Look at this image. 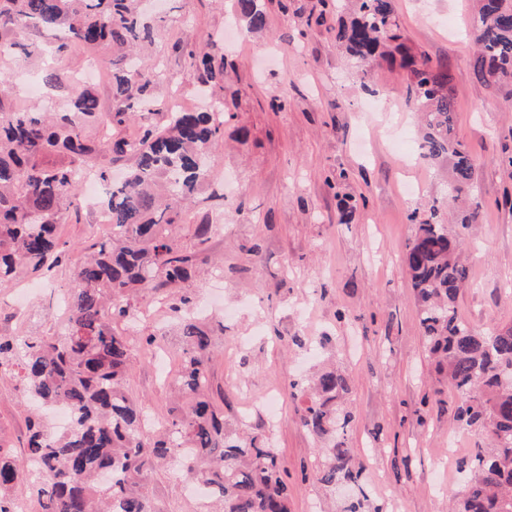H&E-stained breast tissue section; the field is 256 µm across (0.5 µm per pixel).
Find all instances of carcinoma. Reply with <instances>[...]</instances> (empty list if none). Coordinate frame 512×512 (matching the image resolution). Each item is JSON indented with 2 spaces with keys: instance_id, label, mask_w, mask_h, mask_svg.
I'll use <instances>...</instances> for the list:
<instances>
[{
  "instance_id": "1",
  "label": "carcinoma",
  "mask_w": 512,
  "mask_h": 512,
  "mask_svg": "<svg viewBox=\"0 0 512 512\" xmlns=\"http://www.w3.org/2000/svg\"><path fill=\"white\" fill-rule=\"evenodd\" d=\"M346 2L348 19L341 20L336 42L354 61L362 88L371 91L376 66L404 72L408 101L421 121L419 156L448 165V200H465L475 162L455 135L448 69L431 66L424 52L406 43L394 0ZM232 19L256 31L266 23L257 0H236ZM468 31L477 47L476 78L512 84V0H476ZM40 32L51 33L56 57L72 44L116 50L115 108L102 115L90 90L77 85L64 112L7 110L0 98V285L23 267L49 270L60 262L64 244L56 226L64 210L80 209L78 183L90 159L112 154L132 165L119 182L103 167L96 171L107 188L101 207L112 237L73 270L64 336H0V374L19 378L37 412L27 418L22 456L0 447V512H12L15 486L33 474L39 512H151L144 482L169 459L201 484L206 503L219 512H289L288 485L271 442L224 429V413L208 396L211 334L190 312L193 298L182 295L172 304L184 348L178 399L161 430L142 431L143 410L125 389L132 361L126 326L140 310L132 294L174 288L193 267V256L169 228L206 183L223 135L227 108L212 88L230 80L224 56L182 47L209 100L204 111L183 112L156 94L157 71L140 55L152 44L154 28L134 0H0L1 59L29 56L23 38ZM137 109L160 113L164 121L134 137L83 133L88 123L121 127ZM406 266L428 350L448 385L463 394L456 420L491 442L462 462L467 477L456 512H512V326L477 331L459 316L456 301L468 268L436 201L420 221ZM309 389L303 425L325 443L318 449L317 479L356 486L362 464L345 445L351 415L336 409L347 379L325 370ZM54 404L71 411V427L62 434L49 433L39 416Z\"/></svg>"
}]
</instances>
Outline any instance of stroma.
<instances>
[{
  "label": "stroma",
  "instance_id": "obj_1",
  "mask_svg": "<svg viewBox=\"0 0 512 512\" xmlns=\"http://www.w3.org/2000/svg\"><path fill=\"white\" fill-rule=\"evenodd\" d=\"M409 44L431 64L446 65L455 101L456 135L475 160L471 202L476 224L462 229L455 208H443L448 231L464 244L468 288L457 300L474 329L512 325V86L478 81L476 48L466 32L474 0H394ZM235 0H169L153 17L155 39L145 60L164 79L159 96H176L185 110L201 107L198 79L179 51L224 29ZM263 30L225 46L232 64L226 93L235 116L224 125L209 181L175 228L194 255L198 274L182 285L194 299L210 298L215 330L209 394L226 426L270 438L285 471L291 512H338L349 489L319 483L313 462L321 440L303 425L308 405L297 387L314 371L341 370L352 413L345 442L363 466L370 506L397 503L400 512H451L461 488V460L486 440L457 422L461 397L425 349L418 307L405 265L418 232L411 214L440 197L445 174L417 156V118L404 74L377 69L364 91L336 45V17L322 0H259ZM110 48L73 49L57 68L63 86L48 104L67 100L66 87L91 67L99 110H112ZM287 96L278 109L273 101ZM238 179L243 212L222 201L229 176ZM214 229L199 245L196 224ZM66 252L51 271L20 270L0 286V335L63 334V294L88 248L107 238L92 209L67 213L57 226ZM222 272L221 287L212 275ZM171 299L145 296L146 319L130 337L129 396L154 423L174 401L182 339L173 328ZM157 336L155 353L142 338ZM302 345H295L294 337ZM26 412L18 379L0 376V447L22 453ZM147 491L160 512H205L175 466L157 468Z\"/></svg>",
  "mask_w": 512,
  "mask_h": 512
}]
</instances>
